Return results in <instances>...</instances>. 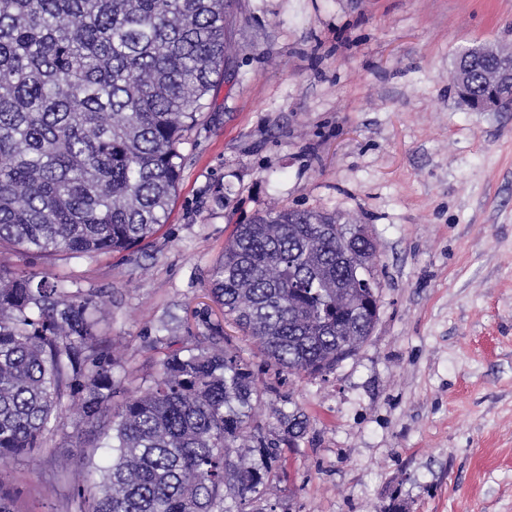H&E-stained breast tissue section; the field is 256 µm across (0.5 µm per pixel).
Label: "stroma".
Masks as SVG:
<instances>
[{
    "mask_svg": "<svg viewBox=\"0 0 512 512\" xmlns=\"http://www.w3.org/2000/svg\"><path fill=\"white\" fill-rule=\"evenodd\" d=\"M226 25L230 71L160 231L135 252L5 263L99 297L118 374L141 378L159 326L227 332L207 291L235 225L283 206L367 225L379 319L355 356L297 378L232 341L267 389L260 434L281 438V410L307 419L276 512H512V109L470 111L452 83L461 49L512 47V0H236ZM110 443L70 419L46 453L77 483V449L100 462ZM11 475L20 512H54L44 462Z\"/></svg>",
    "mask_w": 512,
    "mask_h": 512,
    "instance_id": "obj_1",
    "label": "stroma"
}]
</instances>
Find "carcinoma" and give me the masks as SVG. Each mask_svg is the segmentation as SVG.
Returning <instances> with one entry per match:
<instances>
[{"instance_id": "cac0c4a2", "label": "carcinoma", "mask_w": 512, "mask_h": 512, "mask_svg": "<svg viewBox=\"0 0 512 512\" xmlns=\"http://www.w3.org/2000/svg\"><path fill=\"white\" fill-rule=\"evenodd\" d=\"M226 0H0V249L46 259L128 252L165 224L186 133L224 73ZM376 248L337 212L283 208L238 224L209 294L279 372L316 378L356 355L378 314ZM95 300L0 264V512L11 461L41 459L75 414H110L119 361ZM112 421L107 466L61 512H275L281 450L248 445L264 390L218 336L174 349ZM282 441L305 416L281 413Z\"/></svg>"}]
</instances>
